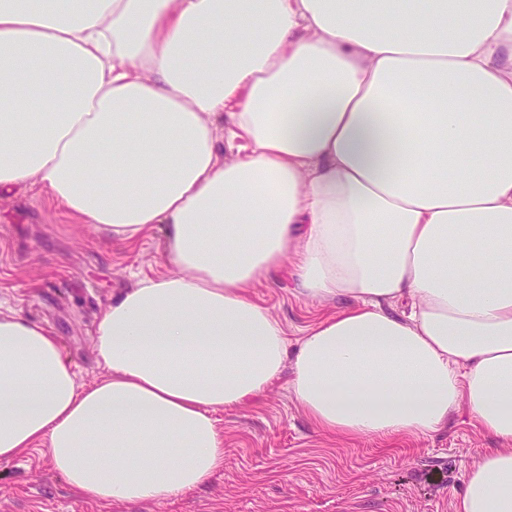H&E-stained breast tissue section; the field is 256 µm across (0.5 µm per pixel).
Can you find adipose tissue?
<instances>
[{"label": "adipose tissue", "instance_id": "1", "mask_svg": "<svg viewBox=\"0 0 512 512\" xmlns=\"http://www.w3.org/2000/svg\"><path fill=\"white\" fill-rule=\"evenodd\" d=\"M162 228L78 383L0 317V460L162 503L224 468L217 412L290 371L319 432L495 440L454 512H512V0H0V195ZM338 303L289 347L250 290L288 257Z\"/></svg>", "mask_w": 512, "mask_h": 512}]
</instances>
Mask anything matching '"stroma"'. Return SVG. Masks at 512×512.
<instances>
[{
	"mask_svg": "<svg viewBox=\"0 0 512 512\" xmlns=\"http://www.w3.org/2000/svg\"><path fill=\"white\" fill-rule=\"evenodd\" d=\"M165 269L161 231L129 245L73 222L39 189L0 200V313L49 329L82 383L105 374L92 352L103 309ZM252 295L292 344L331 310L297 296L285 266ZM217 418L223 472L170 501L120 508L80 499L33 450L0 460V512H453L467 468L495 445L464 411L444 432L415 440L329 436L309 424L282 380Z\"/></svg>",
	"mask_w": 512,
	"mask_h": 512,
	"instance_id": "35a3bbf8",
	"label": "stroma"
}]
</instances>
